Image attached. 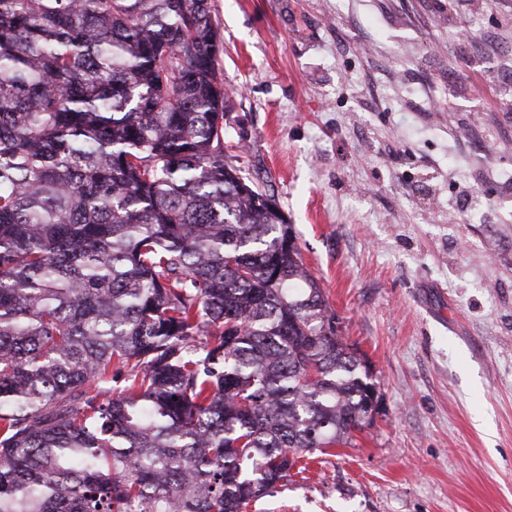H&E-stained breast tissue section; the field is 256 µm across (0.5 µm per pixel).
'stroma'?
Segmentation results:
<instances>
[{
  "instance_id": "35a3bbf8",
  "label": "stroma",
  "mask_w": 512,
  "mask_h": 512,
  "mask_svg": "<svg viewBox=\"0 0 512 512\" xmlns=\"http://www.w3.org/2000/svg\"><path fill=\"white\" fill-rule=\"evenodd\" d=\"M211 11L224 159L274 194L379 396L246 512H512V0Z\"/></svg>"
}]
</instances>
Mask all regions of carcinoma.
<instances>
[{
	"mask_svg": "<svg viewBox=\"0 0 512 512\" xmlns=\"http://www.w3.org/2000/svg\"><path fill=\"white\" fill-rule=\"evenodd\" d=\"M221 51L210 0H0V512H245L368 426Z\"/></svg>",
	"mask_w": 512,
	"mask_h": 512,
	"instance_id": "obj_1",
	"label": "carcinoma"
}]
</instances>
